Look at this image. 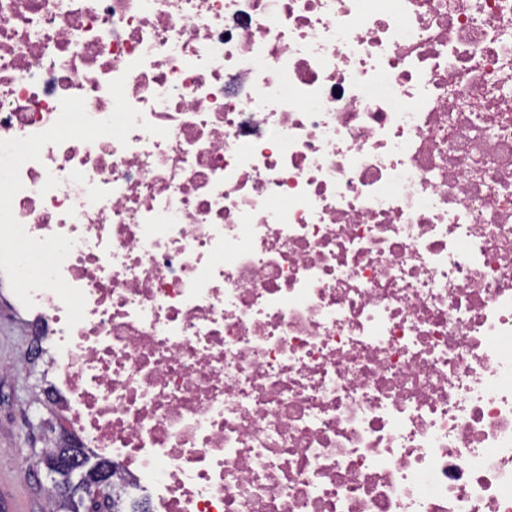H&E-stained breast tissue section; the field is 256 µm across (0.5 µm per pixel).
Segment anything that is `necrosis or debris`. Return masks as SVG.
<instances>
[{"mask_svg":"<svg viewBox=\"0 0 512 512\" xmlns=\"http://www.w3.org/2000/svg\"><path fill=\"white\" fill-rule=\"evenodd\" d=\"M164 137L47 144L51 398L145 512H512V0H0V140L110 81Z\"/></svg>","mask_w":512,"mask_h":512,"instance_id":"necrosis-or-debris-1","label":"necrosis or debris"}]
</instances>
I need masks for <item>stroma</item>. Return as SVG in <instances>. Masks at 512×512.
<instances>
[{"label":"stroma","instance_id":"1","mask_svg":"<svg viewBox=\"0 0 512 512\" xmlns=\"http://www.w3.org/2000/svg\"><path fill=\"white\" fill-rule=\"evenodd\" d=\"M18 313L0 298V366L10 368L0 378V498L17 502L19 512H46L50 481L44 469L20 475L18 466L25 458L37 457L50 433V414L31 402L39 386L36 364L18 361L27 338L17 329Z\"/></svg>","mask_w":512,"mask_h":512}]
</instances>
